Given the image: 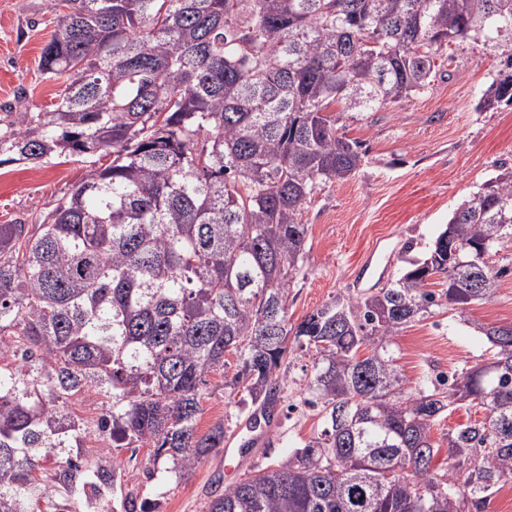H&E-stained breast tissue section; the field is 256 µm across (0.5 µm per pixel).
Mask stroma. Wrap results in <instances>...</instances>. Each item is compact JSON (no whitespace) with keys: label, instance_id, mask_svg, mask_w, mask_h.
Listing matches in <instances>:
<instances>
[{"label":"stroma","instance_id":"obj_1","mask_svg":"<svg viewBox=\"0 0 512 512\" xmlns=\"http://www.w3.org/2000/svg\"><path fill=\"white\" fill-rule=\"evenodd\" d=\"M59 20L48 0H0V105L46 112L57 102L64 79L44 74L38 63ZM445 55L428 92L373 112L343 114L341 131L361 143L365 157L355 177L319 187L304 206V260L287 282L291 324L337 297L386 287L408 259L425 253L451 213L498 165H512V105L476 109L499 68L500 50L463 42L448 46ZM86 175L84 163L58 159L1 165L0 224L48 211ZM491 263L502 271L494 298L463 309L440 303L394 336L391 351L406 389L490 361L492 348L476 327L512 322V243ZM315 358L307 343H290L288 385L262 447L230 457L216 449L181 478L162 470L148 475L147 449H119L105 512H124L131 496L158 503L160 512H207L226 488L319 436L325 423L306 389ZM233 374L229 367L208 377L199 433L220 422L233 434L253 413L246 394L225 388Z\"/></svg>","mask_w":512,"mask_h":512}]
</instances>
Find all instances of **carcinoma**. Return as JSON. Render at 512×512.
Instances as JSON below:
<instances>
[{
    "instance_id": "1",
    "label": "carcinoma",
    "mask_w": 512,
    "mask_h": 512,
    "mask_svg": "<svg viewBox=\"0 0 512 512\" xmlns=\"http://www.w3.org/2000/svg\"><path fill=\"white\" fill-rule=\"evenodd\" d=\"M60 6L40 66L66 84L54 110L0 118V165L77 158L88 173L34 223L0 224V512H77L75 499L112 486L114 446L194 470L224 444L222 423L197 431L209 375L234 355L227 387L273 409L288 341L302 337L318 355L307 388L326 427L207 512H486L512 485V322L479 327L493 357L446 393L405 394L390 347L442 298L495 296L512 166L391 286L294 328L286 282L304 254L305 203L365 156L338 133L341 113L429 91L451 43H511L512 0H51ZM503 103L512 53L477 109ZM77 395L106 406L94 463ZM475 400L489 414L448 432L435 474L432 425Z\"/></svg>"
}]
</instances>
